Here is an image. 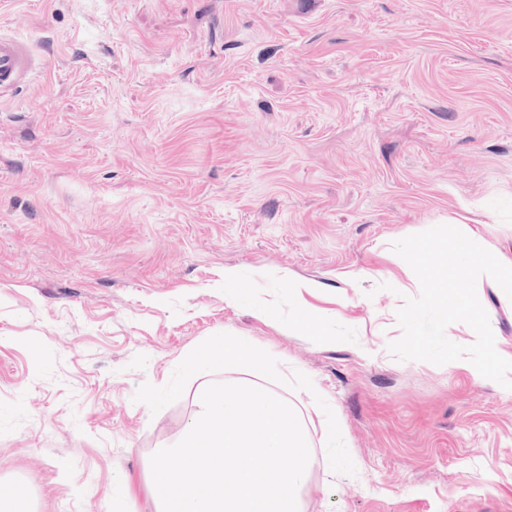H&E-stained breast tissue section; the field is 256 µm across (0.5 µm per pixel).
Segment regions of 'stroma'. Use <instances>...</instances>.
I'll use <instances>...</instances> for the list:
<instances>
[{
    "label": "stroma",
    "instance_id": "obj_1",
    "mask_svg": "<svg viewBox=\"0 0 512 512\" xmlns=\"http://www.w3.org/2000/svg\"><path fill=\"white\" fill-rule=\"evenodd\" d=\"M0 33L41 64L0 96V486L25 512H155L150 458L224 374L134 395L217 333L337 417L356 472L314 443L302 512H512V390L388 350L419 293L395 241L462 215L512 257V0H0ZM321 284L309 279L293 280V302L299 313V320L306 323L315 320L318 315L308 306L304 298V293H311L315 289L320 288Z\"/></svg>",
    "mask_w": 512,
    "mask_h": 512
}]
</instances>
